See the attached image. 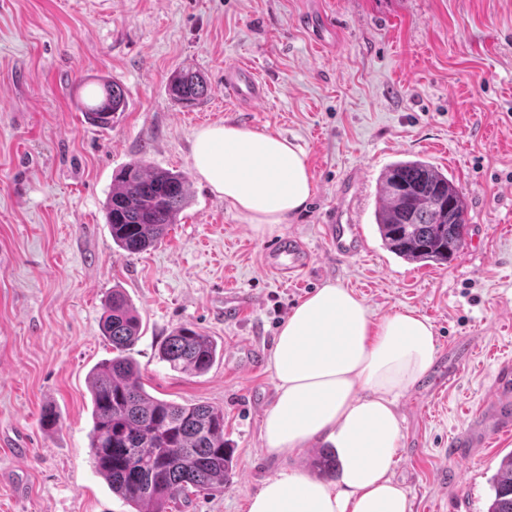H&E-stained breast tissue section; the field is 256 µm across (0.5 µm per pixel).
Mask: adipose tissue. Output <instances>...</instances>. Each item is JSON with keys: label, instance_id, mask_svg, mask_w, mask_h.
Listing matches in <instances>:
<instances>
[{"label": "adipose tissue", "instance_id": "adipose-tissue-1", "mask_svg": "<svg viewBox=\"0 0 512 512\" xmlns=\"http://www.w3.org/2000/svg\"><path fill=\"white\" fill-rule=\"evenodd\" d=\"M191 159L200 179L260 235L279 230L314 193L304 150L278 134L207 126L195 134ZM436 355L434 327L415 311L379 319L364 299L331 283L296 305L270 357L276 396L263 439L276 455L325 439L341 477L332 483L280 471L250 498L248 512H411L393 480L398 405Z\"/></svg>", "mask_w": 512, "mask_h": 512}]
</instances>
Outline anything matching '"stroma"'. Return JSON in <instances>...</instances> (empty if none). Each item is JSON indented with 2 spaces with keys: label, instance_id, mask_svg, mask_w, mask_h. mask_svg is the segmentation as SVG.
<instances>
[{
  "label": "stroma",
  "instance_id": "35a3bbf8",
  "mask_svg": "<svg viewBox=\"0 0 512 512\" xmlns=\"http://www.w3.org/2000/svg\"><path fill=\"white\" fill-rule=\"evenodd\" d=\"M320 7L336 31L331 48L311 39L310 0H0V512H130L89 452L88 375L112 356L99 319L115 288L142 322L132 355L145 390L222 408L235 450L223 490L190 494L169 512H247L264 480L309 469L320 443L272 456L261 426L275 399L268 360L279 327L328 283L353 290L376 317L411 309L433 324L437 360L455 377L434 396L415 387L401 399L394 477L412 512H485L487 480L512 435L461 452L448 442L469 430L512 363V0ZM240 62L269 87L249 109L224 93L225 69ZM179 68L207 80L195 108L167 92ZM105 81L127 100L109 129L81 111ZM224 124L282 134L306 154L314 194L273 234H256L192 166L194 133ZM417 158L468 203L470 242L445 266L407 263L377 232L381 174ZM137 160L187 173L191 198L161 243L131 255L113 243L104 205L113 171ZM336 205L359 228L358 256L339 257L326 241ZM291 234L311 255L292 281L263 262ZM228 290L247 300L241 316H225ZM183 325L218 344L204 374L157 356ZM47 408L57 428L42 427Z\"/></svg>",
  "mask_w": 512,
  "mask_h": 512
}]
</instances>
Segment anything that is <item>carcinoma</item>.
Returning <instances> with one entry per match:
<instances>
[{
	"label": "carcinoma",
	"mask_w": 512,
	"mask_h": 512,
	"mask_svg": "<svg viewBox=\"0 0 512 512\" xmlns=\"http://www.w3.org/2000/svg\"><path fill=\"white\" fill-rule=\"evenodd\" d=\"M169 96L185 107L208 94L205 78L180 69L168 84ZM126 109L117 84L104 86L102 99L82 108L86 120L101 128ZM185 173L159 169L139 160L112 177L105 218L112 241L130 255L160 243L188 204ZM375 224L382 245L408 263L445 265L463 247L468 206L448 175L421 159L391 164L379 182ZM99 328L112 345V358L91 370L90 453L94 467L112 493L133 512H167L169 503L193 491L224 487L233 469V450L224 442V411L209 404H179L155 398L140 381L131 350L141 323L130 299L114 289L103 303ZM217 344L189 327H179L159 349L170 368L202 374L215 362ZM319 476L336 472L335 453L324 449L312 461ZM487 512H512V452L502 456L489 478Z\"/></svg>",
	"instance_id": "obj_1"
}]
</instances>
